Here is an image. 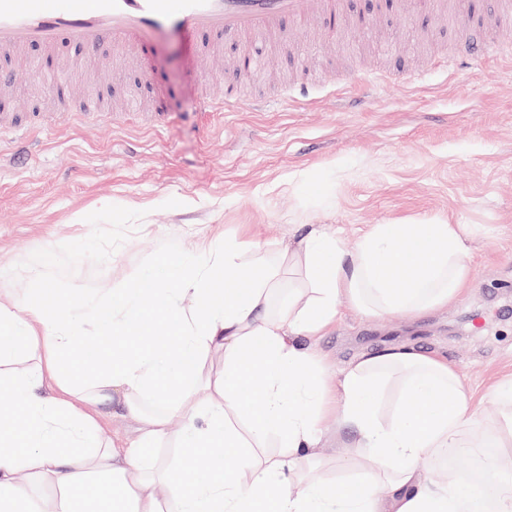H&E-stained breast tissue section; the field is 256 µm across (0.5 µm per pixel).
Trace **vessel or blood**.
I'll list each match as a JSON object with an SVG mask.
<instances>
[{
	"label": "vessel or blood",
	"mask_w": 512,
	"mask_h": 512,
	"mask_svg": "<svg viewBox=\"0 0 512 512\" xmlns=\"http://www.w3.org/2000/svg\"><path fill=\"white\" fill-rule=\"evenodd\" d=\"M343 0H0V49L16 52L37 42L53 48L62 39L94 49L110 39L115 55L147 53L161 35L175 34L195 43L204 34L277 33L284 18H332L343 13ZM474 17L456 55L462 64L486 61L490 35L499 19L474 0ZM254 59L239 54L229 69L223 102L202 98L203 111H234L242 102L238 86L248 79Z\"/></svg>",
	"instance_id": "1"
}]
</instances>
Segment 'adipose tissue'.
I'll return each instance as SVG.
<instances>
[{
	"label": "adipose tissue",
	"instance_id": "obj_1",
	"mask_svg": "<svg viewBox=\"0 0 512 512\" xmlns=\"http://www.w3.org/2000/svg\"><path fill=\"white\" fill-rule=\"evenodd\" d=\"M467 239L463 225L438 219L392 222L349 249L323 225L276 258L228 239L197 247L194 263L174 252L83 297L63 299L42 280L22 303L0 298V395L13 403L0 411V512H512L511 483L488 499L420 470L458 447L471 419L458 371L406 345L361 354L336 386V426L354 434L343 456L362 477L336 490L309 473L328 420L309 340L344 303L372 316L452 303L468 284ZM286 264L304 282L280 304ZM135 328L151 344L105 361L99 340ZM393 371L398 404L385 420L376 403ZM254 375L262 388L252 394ZM160 383L164 407L144 409ZM116 396L135 423L122 443L96 420ZM272 438L281 454H266ZM169 443L176 455L147 465L146 452ZM297 472L308 476L300 495L288 490Z\"/></svg>",
	"mask_w": 512,
	"mask_h": 512
}]
</instances>
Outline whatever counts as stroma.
Returning a JSON list of instances; mask_svg holds the SVG:
<instances>
[{
  "label": "stroma",
  "mask_w": 512,
  "mask_h": 512,
  "mask_svg": "<svg viewBox=\"0 0 512 512\" xmlns=\"http://www.w3.org/2000/svg\"><path fill=\"white\" fill-rule=\"evenodd\" d=\"M405 0L366 34L328 20L286 22L288 39L258 40L265 61L244 99L310 87L306 102L211 119L202 95L224 94L235 52L205 37L215 60L206 82L190 72L187 44L172 40L122 65L110 41L94 50L60 42L70 92L102 99V112H62L37 89L23 56L0 51L11 89L0 112L33 116L29 137L0 133V296L19 298L43 279L75 297L133 282L169 249L224 238L277 251L328 224L354 246L372 224L437 218L469 230L470 280L452 304L418 316H366L350 307L316 340L335 390L359 354L408 344L465 376L474 412L463 439L499 428L496 384L512 376V18L497 32L501 56L449 70L466 10ZM158 101L157 128L116 125L126 86ZM328 431L315 475L340 486L350 475Z\"/></svg>",
  "instance_id": "35a3bbf8"
}]
</instances>
